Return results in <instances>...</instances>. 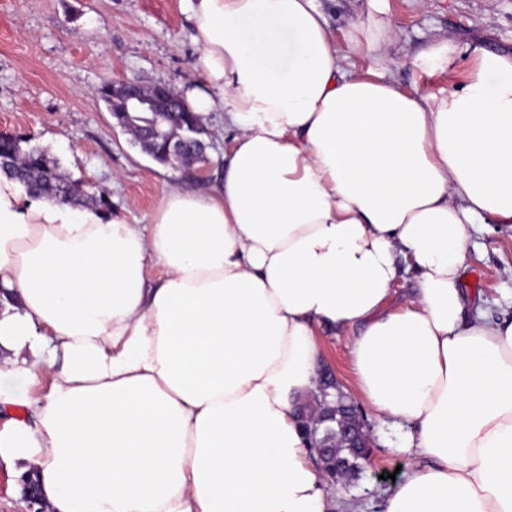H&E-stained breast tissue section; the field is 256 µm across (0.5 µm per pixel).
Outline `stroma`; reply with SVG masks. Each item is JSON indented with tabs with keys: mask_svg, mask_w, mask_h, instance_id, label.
<instances>
[{
	"mask_svg": "<svg viewBox=\"0 0 512 512\" xmlns=\"http://www.w3.org/2000/svg\"><path fill=\"white\" fill-rule=\"evenodd\" d=\"M401 64L391 80L444 95L464 80L477 54L512 57V0H387ZM453 40V68L416 63L429 45ZM198 50L180 0H0V134L27 139L57 160L83 194L105 191L110 209L147 224L169 190L210 188L223 175L231 134L224 115L203 122V177L156 162L118 127L99 99L106 81L136 79L179 91L202 89ZM461 288L496 317H512V238L473 235ZM370 455L334 485L337 512H378L413 460L401 435L364 410Z\"/></svg>",
	"mask_w": 512,
	"mask_h": 512,
	"instance_id": "obj_1",
	"label": "stroma"
}]
</instances>
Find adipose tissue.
<instances>
[{
    "mask_svg": "<svg viewBox=\"0 0 512 512\" xmlns=\"http://www.w3.org/2000/svg\"><path fill=\"white\" fill-rule=\"evenodd\" d=\"M369 2L339 36L318 0H180L185 99L234 135L146 226L0 173V455L48 512H333L303 427L325 333L416 457L380 512H512V320L460 286L470 229L512 232V57L404 89Z\"/></svg>",
    "mask_w": 512,
    "mask_h": 512,
    "instance_id": "1",
    "label": "adipose tissue"
}]
</instances>
